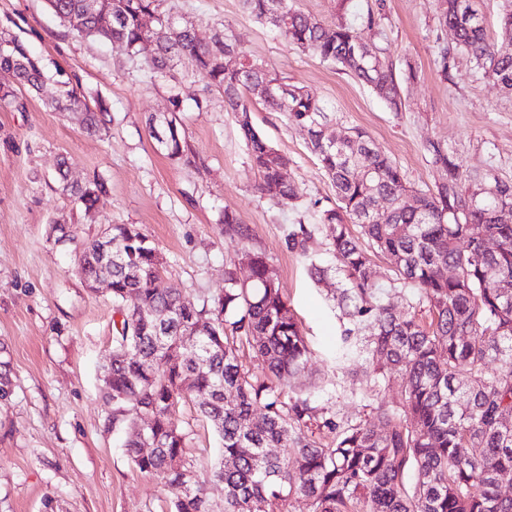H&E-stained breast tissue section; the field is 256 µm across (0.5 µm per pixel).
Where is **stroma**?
Here are the masks:
<instances>
[{
    "label": "stroma",
    "instance_id": "stroma-1",
    "mask_svg": "<svg viewBox=\"0 0 512 512\" xmlns=\"http://www.w3.org/2000/svg\"><path fill=\"white\" fill-rule=\"evenodd\" d=\"M353 2L361 10L382 6L376 47L396 69L408 62L416 69L403 84L402 111L257 22L242 0H167L201 38L233 28L243 54L306 86L336 131L368 132L416 188L439 180L430 164L434 142L463 158L468 177L490 172L512 182V94L476 73L463 54L439 73L437 46L453 35L440 27L434 0ZM2 32L24 42L48 74L61 70L78 80L89 101L106 104L108 117L101 135L86 134L78 115L52 107L51 84L18 89L15 103L0 102V375L8 379L0 392V512H172V493L160 477L133 466L102 401L103 369L122 317L110 292L91 291L76 274V243L57 244L56 224L72 227L76 242L97 238L108 224L137 225L162 253L166 281L195 307L223 292L238 251H262L314 352L284 396L316 386L319 404L337 419L360 418L365 386L337 370L331 356L343 328L333 299L339 283L316 281L309 270L313 262L334 263L318 216L335 207L336 195L306 131L255 103L254 126L290 159L304 192L297 201L273 200L258 189L222 92L191 67L177 63L153 75L121 44L72 30L47 0H0ZM171 110L191 149L186 164L157 151L150 136L149 117ZM62 159L71 181L104 180L108 195L98 211L85 213L62 193ZM228 209L248 227V240L225 236ZM299 222L313 231L307 259L285 244L288 227ZM177 417L187 456L214 462L219 440L195 401L183 402Z\"/></svg>",
    "mask_w": 512,
    "mask_h": 512
}]
</instances>
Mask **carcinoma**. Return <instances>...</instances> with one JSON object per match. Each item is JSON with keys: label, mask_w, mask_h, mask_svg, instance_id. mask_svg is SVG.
<instances>
[{"label": "carcinoma", "mask_w": 512, "mask_h": 512, "mask_svg": "<svg viewBox=\"0 0 512 512\" xmlns=\"http://www.w3.org/2000/svg\"><path fill=\"white\" fill-rule=\"evenodd\" d=\"M47 3L83 35L120 42L133 55L149 50L146 63L154 74L175 61L202 74L224 93V109L236 113L261 191L296 201L302 190L288 157L251 119L249 91L275 84L262 104L307 129L308 147L336 192V207L320 215L336 265L310 263L319 281L332 272L341 276L338 305L349 327L336 345V368L366 366L371 392L402 380L399 403L371 398L358 421H337L315 405L310 390L283 400L280 385L304 372L312 351L279 281L269 276L265 255L243 250L237 261L248 263V280L228 270L224 292L196 308L165 282L163 257L137 226L112 225V257L97 253L92 240L82 245L76 271L86 282L111 279L122 316L103 378L112 428L127 431L124 448L135 467L161 476L175 491L174 512H212L203 485L184 480L196 463L185 455L187 433L176 413L190 396L221 439L208 480L224 485V512H285L295 496L305 499L308 512H512V497L500 494L512 485V427L503 424L512 417V294L499 288L512 282V183L490 176L497 195L472 203L463 191L461 159L434 143L429 153L440 180L433 190L415 188L364 130L352 128L334 141L324 106L307 89L291 85L283 94L284 81L263 61L243 57L230 64L225 52L238 51L233 29L226 26L203 42L193 25L162 10L163 0H112L110 23L89 11L87 0ZM242 3L289 43L341 67L393 111L402 109L401 83L415 76L412 64L398 75L384 57L375 63L364 56L362 34L379 28L383 4L331 26L295 9L292 0ZM436 13L440 26L456 32L453 44L438 52L442 76L461 52L512 93V8L494 38L476 0H436ZM10 43L0 54V101L15 98L21 87L38 91L46 80L27 46L15 37ZM58 76L55 109L80 115L86 132H101L106 108L91 107L70 78ZM149 130L168 158L188 157L178 127ZM59 174L62 190L87 212L108 195L96 177L69 184L64 170ZM408 195L417 204L405 205ZM381 197L388 200L382 213L376 211ZM223 224L224 233L249 237L236 213L224 211ZM310 239L303 224L285 235L287 248L304 257ZM488 240L495 250L485 249ZM376 257L395 278L384 279ZM389 288H414L418 297L397 312L385 300ZM422 304L426 321L416 314ZM143 310H167L171 318L157 323ZM243 341L269 374L245 370Z\"/></svg>", "instance_id": "obj_1"}]
</instances>
